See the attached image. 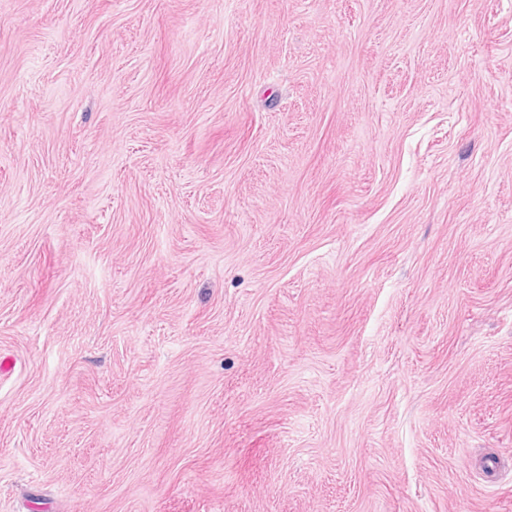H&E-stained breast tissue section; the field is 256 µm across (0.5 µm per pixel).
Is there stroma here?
<instances>
[{
    "label": "stroma",
    "instance_id": "35a3bbf8",
    "mask_svg": "<svg viewBox=\"0 0 512 512\" xmlns=\"http://www.w3.org/2000/svg\"><path fill=\"white\" fill-rule=\"evenodd\" d=\"M0 512H512V0H0Z\"/></svg>",
    "mask_w": 512,
    "mask_h": 512
}]
</instances>
